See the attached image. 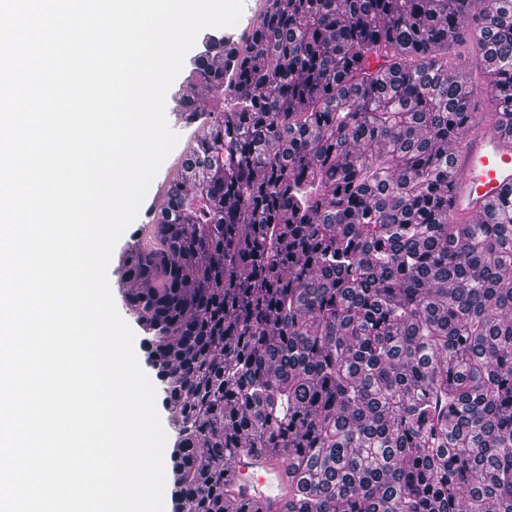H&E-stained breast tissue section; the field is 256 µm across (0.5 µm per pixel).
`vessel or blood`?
<instances>
[{"mask_svg":"<svg viewBox=\"0 0 512 512\" xmlns=\"http://www.w3.org/2000/svg\"><path fill=\"white\" fill-rule=\"evenodd\" d=\"M448 163L457 173L448 202L449 223H470L512 189V146L491 125L483 123L471 129L450 153ZM233 470L244 479V495L256 493L271 499L279 510L284 508L288 481L282 461L263 455L241 456Z\"/></svg>","mask_w":512,"mask_h":512,"instance_id":"b4317fda","label":"vessel or blood"}]
</instances>
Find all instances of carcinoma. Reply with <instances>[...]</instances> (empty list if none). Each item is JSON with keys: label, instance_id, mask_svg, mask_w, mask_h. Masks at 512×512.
<instances>
[{"label": "carcinoma", "instance_id": "cac0c4a2", "mask_svg": "<svg viewBox=\"0 0 512 512\" xmlns=\"http://www.w3.org/2000/svg\"><path fill=\"white\" fill-rule=\"evenodd\" d=\"M512 137V0H263L185 81L209 132L116 281L176 434L172 512H226L240 455L285 512H512V191L448 223L476 125ZM232 467V471L244 478V495L250 496L256 492L263 498L271 499L276 506L275 510H284L288 501V481L285 464L280 459H271L264 455L239 456Z\"/></svg>", "mask_w": 512, "mask_h": 512}]
</instances>
